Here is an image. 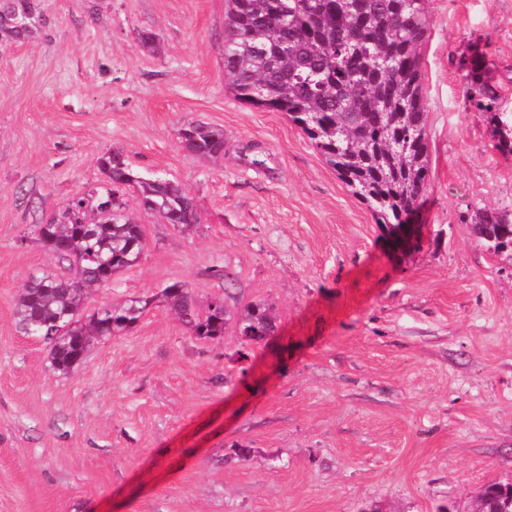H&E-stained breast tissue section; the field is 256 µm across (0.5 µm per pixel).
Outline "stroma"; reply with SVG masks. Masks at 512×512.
<instances>
[{
    "label": "stroma",
    "instance_id": "1",
    "mask_svg": "<svg viewBox=\"0 0 512 512\" xmlns=\"http://www.w3.org/2000/svg\"><path fill=\"white\" fill-rule=\"evenodd\" d=\"M38 5L27 37L0 39V512H471L512 482V255L471 226L512 209L491 123L512 112V0L425 4L431 176L402 255L298 126L231 93L227 0ZM473 46L488 109L466 94ZM191 121L223 129V158L181 148ZM114 149L181 184L200 222L134 208L141 258L87 310L150 305L63 374L14 310L59 270L38 225ZM172 283L201 309L266 303L275 330L197 336L159 299Z\"/></svg>",
    "mask_w": 512,
    "mask_h": 512
}]
</instances>
